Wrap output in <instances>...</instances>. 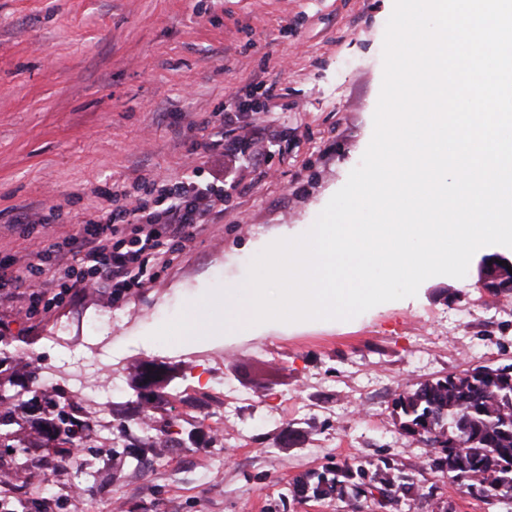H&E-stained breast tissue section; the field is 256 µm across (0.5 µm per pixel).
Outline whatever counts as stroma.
Listing matches in <instances>:
<instances>
[{"instance_id":"1","label":"stroma","mask_w":512,"mask_h":512,"mask_svg":"<svg viewBox=\"0 0 512 512\" xmlns=\"http://www.w3.org/2000/svg\"><path fill=\"white\" fill-rule=\"evenodd\" d=\"M393 0H0V260L31 235L56 242L108 216L112 193L149 196L192 176L187 149L221 132L233 89L274 85L252 113L260 138L233 185L196 225L170 266L148 260L144 287L118 302L89 296L23 321L0 306V385L36 388L29 362H71L109 337L121 370L112 397L115 439L59 451L0 448L18 475L25 512H342L300 503L293 479L327 462L387 455L417 471L425 447L406 437L393 401L409 385L466 368L512 363V294L489 296L480 248L464 278L424 281L419 300L379 304L345 326L217 341L209 381L192 382L196 354L143 346L202 289L245 279L252 246L283 227L314 223L361 161L373 135L383 39ZM158 379L142 387L141 374ZM162 448L141 445L140 407ZM454 512H512L460 492L438 474ZM83 496L71 504L70 486Z\"/></svg>"}]
</instances>
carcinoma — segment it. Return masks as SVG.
I'll list each match as a JSON object with an SVG mask.
<instances>
[{"mask_svg":"<svg viewBox=\"0 0 512 512\" xmlns=\"http://www.w3.org/2000/svg\"><path fill=\"white\" fill-rule=\"evenodd\" d=\"M511 264L482 260L481 277L494 285L493 295L512 292L507 269ZM30 402L50 411L45 436L54 447L94 442L89 420L73 413L59 395L35 391ZM394 407L402 432L430 445L421 471L446 475L484 501L512 499V363L477 366L416 383L394 399ZM17 424L15 406L0 410V448L24 447L11 430ZM435 489L383 456L372 472L355 459L330 462L319 473L295 479L289 492L299 502L335 498L352 509L364 490L378 491L392 505L410 506L433 501Z\"/></svg>","mask_w":512,"mask_h":512,"instance_id":"1","label":"carcinoma"}]
</instances>
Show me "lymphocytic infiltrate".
Wrapping results in <instances>:
<instances>
[{
    "label": "lymphocytic infiltrate",
    "mask_w": 512,
    "mask_h": 512,
    "mask_svg": "<svg viewBox=\"0 0 512 512\" xmlns=\"http://www.w3.org/2000/svg\"><path fill=\"white\" fill-rule=\"evenodd\" d=\"M253 109L250 92L240 94L235 115L226 119L234 141L210 139V154L238 162V144L252 142L255 135L248 117ZM212 192L207 185L164 188L151 204L116 193L118 205L107 222H87L59 242L34 239L28 253L0 262V305L34 321L80 296L106 291L119 301L143 286V255L169 264L171 245L186 241L190 228L204 223L214 209Z\"/></svg>",
    "instance_id": "obj_1"
}]
</instances>
